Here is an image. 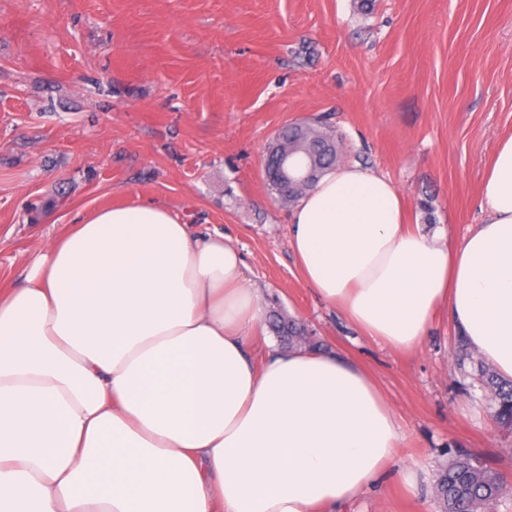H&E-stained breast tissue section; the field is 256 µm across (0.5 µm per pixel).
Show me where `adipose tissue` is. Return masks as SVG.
<instances>
[{
  "mask_svg": "<svg viewBox=\"0 0 512 512\" xmlns=\"http://www.w3.org/2000/svg\"><path fill=\"white\" fill-rule=\"evenodd\" d=\"M461 241L405 221L360 165L293 208L303 281L363 333L418 348L436 313L512 378V137ZM241 251L164 206L88 212L0 289V512H339L401 433L350 356L255 358L264 309Z\"/></svg>",
  "mask_w": 512,
  "mask_h": 512,
  "instance_id": "adipose-tissue-1",
  "label": "adipose tissue"
}]
</instances>
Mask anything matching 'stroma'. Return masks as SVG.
<instances>
[{
	"instance_id": "35a3bbf8",
	"label": "stroma",
	"mask_w": 512,
	"mask_h": 512,
	"mask_svg": "<svg viewBox=\"0 0 512 512\" xmlns=\"http://www.w3.org/2000/svg\"><path fill=\"white\" fill-rule=\"evenodd\" d=\"M320 116L412 223L428 197L461 239L512 135V0H0V287L102 206L154 202L224 232L266 311L358 361L395 413L401 478L343 512H439L449 452L512 471V434L460 376L447 316L400 351L301 280L262 160L281 126Z\"/></svg>"
}]
</instances>
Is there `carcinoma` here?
Returning a JSON list of instances; mask_svg holds the SVG:
<instances>
[{
    "label": "carcinoma",
    "mask_w": 512,
    "mask_h": 512,
    "mask_svg": "<svg viewBox=\"0 0 512 512\" xmlns=\"http://www.w3.org/2000/svg\"><path fill=\"white\" fill-rule=\"evenodd\" d=\"M289 151H304L315 160L314 177L308 183L284 186L264 178L270 194L281 204L290 205L310 191L316 181L342 160L339 136L326 124L293 122L283 126L266 147V160ZM274 327L278 334L295 342L300 324L293 318L275 315ZM457 362L460 368L471 364L473 376L492 402L494 417L499 427L512 430V379L501 377L468 352L464 338H459ZM507 480L504 473L485 466L473 453L459 451L449 460L437 483V496L441 512H487L502 497Z\"/></svg>",
    "instance_id": "cac0c4a2"
}]
</instances>
